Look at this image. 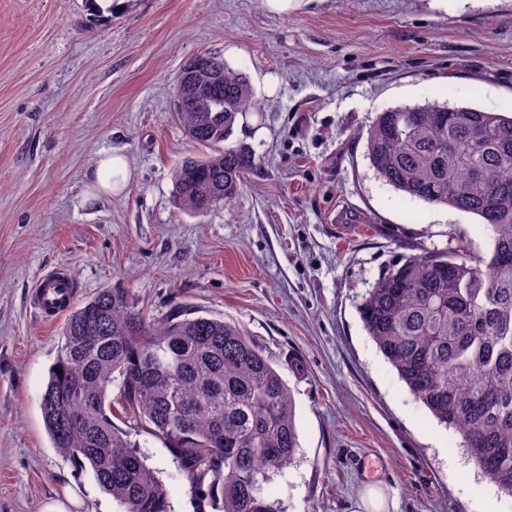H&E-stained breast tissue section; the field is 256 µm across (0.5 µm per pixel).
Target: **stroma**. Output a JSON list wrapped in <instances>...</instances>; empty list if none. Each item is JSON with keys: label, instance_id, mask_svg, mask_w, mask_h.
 <instances>
[{"label": "stroma", "instance_id": "stroma-1", "mask_svg": "<svg viewBox=\"0 0 512 512\" xmlns=\"http://www.w3.org/2000/svg\"><path fill=\"white\" fill-rule=\"evenodd\" d=\"M205 52L251 82L260 110L229 142L259 165L232 202L190 216L173 172L205 149L172 101L177 74ZM428 101L512 113V0H314L286 17L262 0H0V512L68 495L70 512H120L53 448L42 418L63 322L41 320L30 293L59 265L79 300L123 288L151 318L181 304L263 347L295 403L299 447L270 486L288 512H354L373 483L393 512H476L481 500L512 512L358 313L400 255L452 234L491 247L474 216L402 196L365 156L359 134L377 113ZM108 150L135 178L83 205ZM137 441L172 512H198L163 444Z\"/></svg>", "mask_w": 512, "mask_h": 512}]
</instances>
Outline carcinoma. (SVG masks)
Returning a JSON list of instances; mask_svg holds the SVG:
<instances>
[{
  "mask_svg": "<svg viewBox=\"0 0 512 512\" xmlns=\"http://www.w3.org/2000/svg\"><path fill=\"white\" fill-rule=\"evenodd\" d=\"M174 108L190 140L215 147L174 174L178 208L202 215L257 168L247 144L220 145L258 105L247 75L209 53L179 73ZM364 139L380 180L492 229L488 252L450 236L403 255L359 314L410 392L512 496V116L404 105L377 113ZM40 408L53 447L91 467L121 512H171L132 440L142 433L164 444L212 512H287L265 489L298 448L294 400L233 322L190 308L151 320L129 291L105 288L69 311Z\"/></svg>",
  "mask_w": 512,
  "mask_h": 512,
  "instance_id": "1",
  "label": "carcinoma"
}]
</instances>
